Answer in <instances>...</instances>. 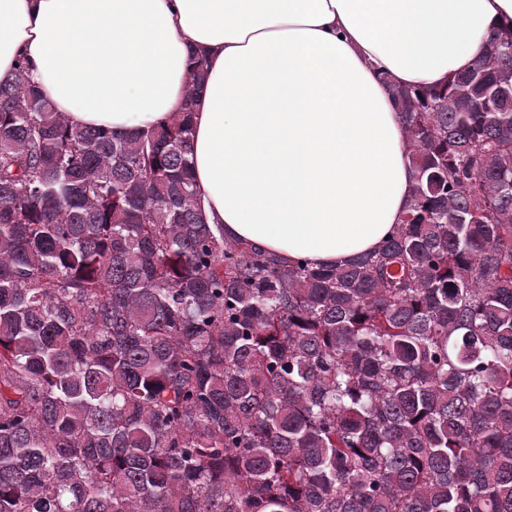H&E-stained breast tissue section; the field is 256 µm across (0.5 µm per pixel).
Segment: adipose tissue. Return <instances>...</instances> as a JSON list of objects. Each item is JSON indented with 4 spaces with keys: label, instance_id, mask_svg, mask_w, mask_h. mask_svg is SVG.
Wrapping results in <instances>:
<instances>
[{
    "label": "adipose tissue",
    "instance_id": "ef3b65f1",
    "mask_svg": "<svg viewBox=\"0 0 512 512\" xmlns=\"http://www.w3.org/2000/svg\"><path fill=\"white\" fill-rule=\"evenodd\" d=\"M512 0H0V81L26 61L73 124L144 129L208 66L192 172L208 223L287 259L377 249L414 173L389 83L472 68Z\"/></svg>",
    "mask_w": 512,
    "mask_h": 512
}]
</instances>
